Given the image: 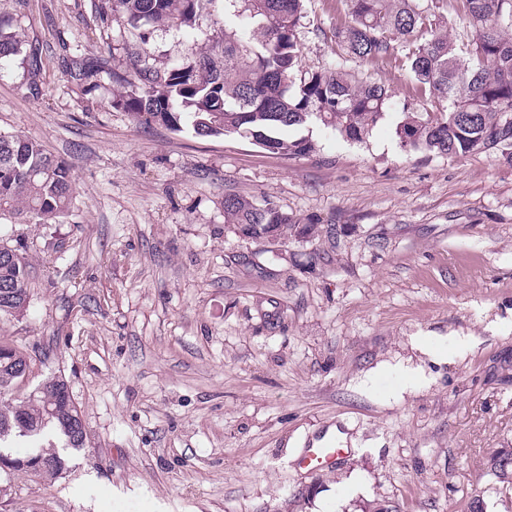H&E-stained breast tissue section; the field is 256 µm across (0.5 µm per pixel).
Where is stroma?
I'll return each mask as SVG.
<instances>
[{
    "mask_svg": "<svg viewBox=\"0 0 512 512\" xmlns=\"http://www.w3.org/2000/svg\"><path fill=\"white\" fill-rule=\"evenodd\" d=\"M95 0H0L24 56L0 62V132L39 141L76 186L58 224L0 220L29 263L23 314L0 342L30 366L4 406L54 376L86 429L53 427L0 446L55 449L56 479L0 472V512H512V479L486 473L512 449V162L402 151L394 128L414 96L402 66L365 64L394 105L362 143L313 128L316 152L281 156L245 137L135 125L109 74L75 77L63 58L103 44L125 70L150 49L182 56L235 18L217 6L194 37L101 26ZM301 63L337 61L323 37L347 0H304ZM312 218L306 241L242 238L224 197ZM415 336L463 338L425 361L426 385L394 396L367 377L407 361ZM348 427L356 446L329 472L291 462ZM356 490H348V479Z\"/></svg>",
    "mask_w": 512,
    "mask_h": 512,
    "instance_id": "1",
    "label": "stroma"
}]
</instances>
